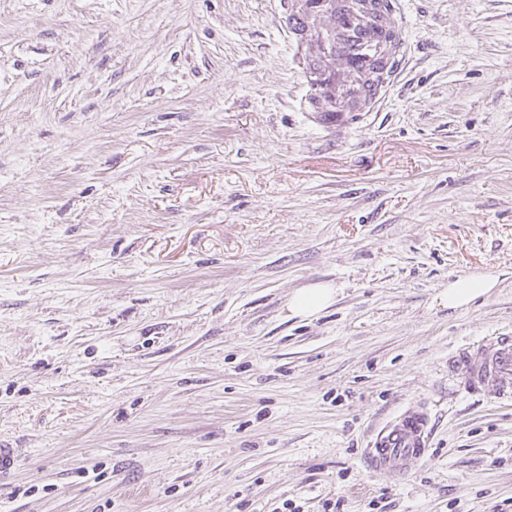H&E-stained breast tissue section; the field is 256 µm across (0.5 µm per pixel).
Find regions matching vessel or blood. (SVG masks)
I'll return each instance as SVG.
<instances>
[{
	"label": "vessel or blood",
	"instance_id": "1",
	"mask_svg": "<svg viewBox=\"0 0 512 512\" xmlns=\"http://www.w3.org/2000/svg\"><path fill=\"white\" fill-rule=\"evenodd\" d=\"M401 0H290L282 24L305 38L309 72L319 76L337 100L359 109L378 108L374 76L395 79L406 63V28ZM457 392L512 402V335L481 340L448 360ZM432 434L427 408L412 405L386 423L365 450L367 466L382 477L403 479L427 458Z\"/></svg>",
	"mask_w": 512,
	"mask_h": 512
}]
</instances>
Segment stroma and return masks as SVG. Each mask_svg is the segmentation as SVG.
Instances as JSON below:
<instances>
[{
    "label": "stroma",
    "instance_id": "obj_1",
    "mask_svg": "<svg viewBox=\"0 0 512 512\" xmlns=\"http://www.w3.org/2000/svg\"><path fill=\"white\" fill-rule=\"evenodd\" d=\"M403 9L328 129L283 0H0V512H512V404L448 379L512 333V0ZM492 287L493 283L486 277L463 278L450 282L448 289L442 291L440 300L448 308L457 309L487 294ZM336 290L328 283H317L295 292L288 302L290 316L310 317L334 302ZM431 434L428 409L409 406L377 432L365 450V463L382 477L403 479L415 463L429 455Z\"/></svg>",
    "mask_w": 512,
    "mask_h": 512
}]
</instances>
